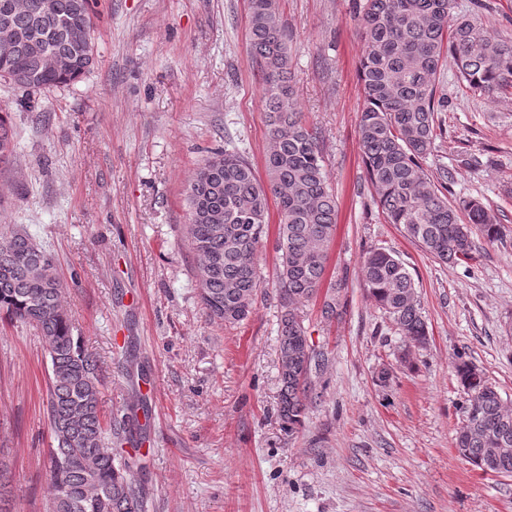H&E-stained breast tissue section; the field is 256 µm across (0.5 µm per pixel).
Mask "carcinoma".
Here are the masks:
<instances>
[{
	"label": "carcinoma",
	"instance_id": "carcinoma-1",
	"mask_svg": "<svg viewBox=\"0 0 512 512\" xmlns=\"http://www.w3.org/2000/svg\"><path fill=\"white\" fill-rule=\"evenodd\" d=\"M95 0H0L10 9L18 38L0 79L26 92L21 106L37 108L31 94L81 81L94 66L91 32ZM455 0H358L355 18L364 42V104L357 134L367 180L385 221L397 224L426 254L448 264L476 259L473 229L492 243L501 236L494 211L479 200L448 199V171L431 173L426 161L444 130L437 96L450 57L465 87L488 97L512 90V41L491 37L476 17L453 15ZM247 36L265 103L269 150L265 179L235 150L213 153L196 169L185 193V241L198 258L197 296L208 316L224 325L248 317L258 288L257 250L266 235L270 204L279 212L280 253L278 415L288 432L301 426L315 399L312 375L325 362L309 342L299 313L323 297L322 316L339 315L344 285L326 282L336 235V197L324 168L322 138L297 108L288 30L279 0H248ZM72 60L48 72L42 57ZM16 131L0 112V164L16 154ZM364 286L408 344H426L428 329L412 274L384 248L364 253ZM54 256L20 228L0 231V314L31 325L50 357L47 414L56 445L48 455V512H145L143 491L132 481L138 448L103 447L112 435L102 420L98 360L84 348L61 305ZM465 394L455 446L485 472L512 476V408L485 373L455 363ZM493 448H506L505 454Z\"/></svg>",
	"mask_w": 512,
	"mask_h": 512
}]
</instances>
